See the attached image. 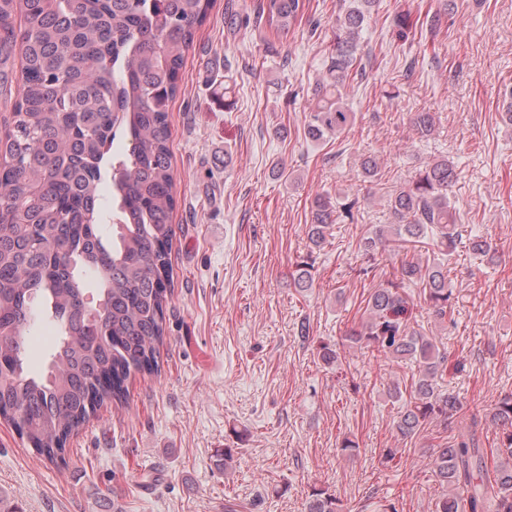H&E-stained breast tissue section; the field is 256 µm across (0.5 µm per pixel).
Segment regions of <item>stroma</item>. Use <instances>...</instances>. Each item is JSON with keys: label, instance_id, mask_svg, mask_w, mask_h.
Here are the masks:
<instances>
[{"label": "stroma", "instance_id": "stroma-1", "mask_svg": "<svg viewBox=\"0 0 512 512\" xmlns=\"http://www.w3.org/2000/svg\"><path fill=\"white\" fill-rule=\"evenodd\" d=\"M257 2L212 0L170 104L177 203L161 371L131 376L126 402L103 405L71 437L63 466L0 421V495L22 512H307L319 487L343 512H433L435 449L468 432L484 454L498 444L490 413L512 394V128L501 118L512 0H378L357 53L365 77L346 89L356 124L322 144L307 137L306 115L344 0H305L285 37L230 23ZM399 16L410 23L403 36ZM416 112L438 118L428 139L411 126ZM367 155L380 158L384 187L430 158L453 161L460 221L496 255L487 263L458 248L447 326L419 313L420 331L448 350L444 385L461 409L411 441L397 436L385 395L410 367L346 345L399 263L358 248L367 225L394 221L384 187L359 174ZM323 191L358 207L315 250L307 226ZM308 253L314 281L302 291L292 275ZM324 343L343 348L341 361L322 364ZM346 438L354 455L340 449ZM222 448L235 455L220 469Z\"/></svg>", "mask_w": 512, "mask_h": 512}]
</instances>
